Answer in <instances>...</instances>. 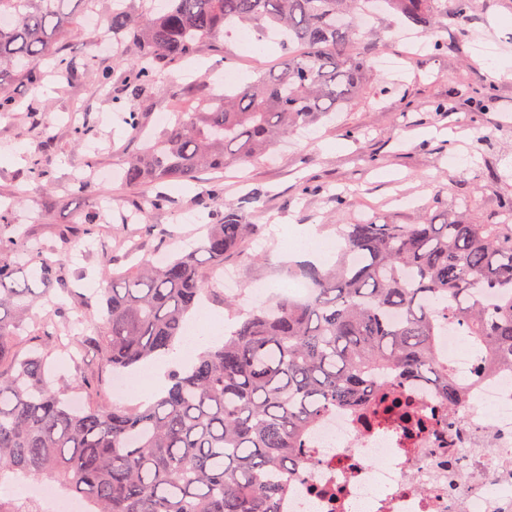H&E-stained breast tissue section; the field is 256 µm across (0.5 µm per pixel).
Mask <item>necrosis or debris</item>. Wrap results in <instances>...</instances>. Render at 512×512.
<instances>
[{
    "label": "necrosis or debris",
    "mask_w": 512,
    "mask_h": 512,
    "mask_svg": "<svg viewBox=\"0 0 512 512\" xmlns=\"http://www.w3.org/2000/svg\"><path fill=\"white\" fill-rule=\"evenodd\" d=\"M436 347L463 392L457 410L418 381L409 392L435 428L410 435L391 416L327 414L309 433L315 461L293 481L288 512H512V370L486 372L483 344L455 325Z\"/></svg>",
    "instance_id": "obj_1"
}]
</instances>
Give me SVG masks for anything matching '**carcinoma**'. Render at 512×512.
<instances>
[{
  "instance_id": "1",
  "label": "carcinoma",
  "mask_w": 512,
  "mask_h": 512,
  "mask_svg": "<svg viewBox=\"0 0 512 512\" xmlns=\"http://www.w3.org/2000/svg\"><path fill=\"white\" fill-rule=\"evenodd\" d=\"M103 0H0V112L21 106L20 79L36 92L49 62L67 79L74 61L61 48L78 11ZM368 0H109L106 27L130 52L121 81L139 95L166 83L186 60L224 43L228 27L281 32L279 71H256L243 87L212 92L145 140L127 160L131 185L197 182L228 164H253L300 124L350 104L364 90L368 60L360 15ZM410 25L431 30L448 0H387ZM458 32L468 35L472 0H454ZM101 212H82L63 240L91 237ZM336 262L304 275L303 302L282 298L244 314L224 342L205 346L172 373L153 400L106 408L99 374L132 371L173 350L187 318L212 288L210 274L258 235L226 204L201 243L161 264L138 261L112 273L97 309L77 311L68 343L43 322L29 349L16 338L36 318L32 305L71 292L66 254L29 257L11 209L0 205V484L41 475L84 503L86 512H283L291 467L311 454L309 430L336 407L362 418L377 410L409 428L429 420L403 387L415 377L438 385L452 412L460 392L435 341L456 323L485 345L492 364L512 366V222L336 225ZM31 269L23 280L17 274ZM95 350L100 369L84 375L83 403L46 379L47 360L77 361ZM0 512H49L44 502L0 496Z\"/></svg>"
}]
</instances>
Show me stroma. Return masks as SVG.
Wrapping results in <instances>:
<instances>
[{
	"label": "stroma",
	"mask_w": 512,
	"mask_h": 512,
	"mask_svg": "<svg viewBox=\"0 0 512 512\" xmlns=\"http://www.w3.org/2000/svg\"><path fill=\"white\" fill-rule=\"evenodd\" d=\"M401 28L398 17L385 14L368 32L371 71L363 93L347 109L300 127L276 146V163L226 170L223 201L207 205L198 184L133 187L122 181L123 162L140 143L115 120L114 98L94 96L95 69L72 82L46 83L37 107L41 117L55 118L53 127L23 109L1 118L0 198L15 200V217L28 241L52 251L78 211L101 199L108 202L112 220L97 240L69 247L67 271L77 292L65 298L66 309L97 305L111 271L150 259L158 248L198 245L202 226L227 199L241 203L245 220L260 227L250 255H234L225 263L238 274L235 310L240 312L256 301H276L282 295L279 283L294 282L303 257L281 255L276 235L290 225H317L332 245L334 225L362 218L415 224L427 213L443 218L462 211L475 224L503 219L512 201V71L499 73L498 66L512 60V0H474L466 38L454 20H445L437 33L445 45L441 51L428 46L413 52L399 38ZM281 57L273 36L234 58L239 84L251 81L257 69L279 68ZM217 59L214 52L192 59L189 78L175 77L136 102L149 131L157 129V113L191 103L198 93L195 77L209 76ZM76 103L89 128L82 143L63 119ZM48 136L50 176L36 183L28 168ZM92 157L98 169L112 170V178L94 180L85 194H70V179ZM159 192L169 197V206L149 208ZM147 223L152 233H144ZM208 308L226 319L235 311L218 298Z\"/></svg>",
	"instance_id": "obj_1"
}]
</instances>
